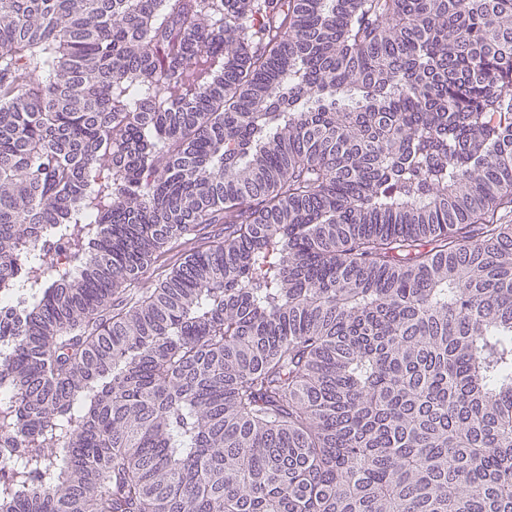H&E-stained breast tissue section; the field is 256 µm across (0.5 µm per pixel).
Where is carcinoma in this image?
<instances>
[{
	"label": "carcinoma",
	"instance_id": "carcinoma-1",
	"mask_svg": "<svg viewBox=\"0 0 512 512\" xmlns=\"http://www.w3.org/2000/svg\"><path fill=\"white\" fill-rule=\"evenodd\" d=\"M3 343L0 512H512V0H0Z\"/></svg>",
	"mask_w": 512,
	"mask_h": 512
}]
</instances>
